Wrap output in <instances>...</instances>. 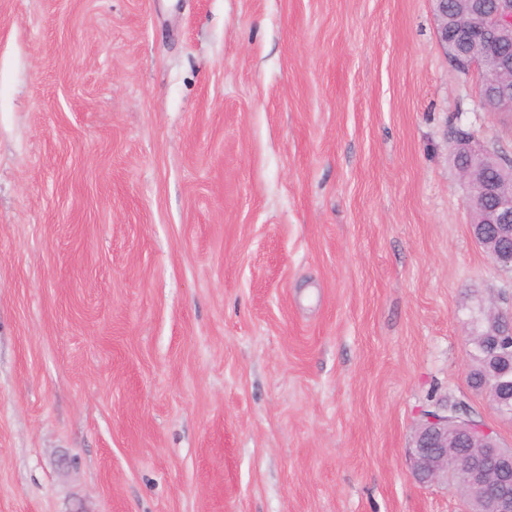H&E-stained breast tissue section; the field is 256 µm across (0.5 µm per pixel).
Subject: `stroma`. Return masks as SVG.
Here are the masks:
<instances>
[{
	"label": "stroma",
	"mask_w": 512,
	"mask_h": 512,
	"mask_svg": "<svg viewBox=\"0 0 512 512\" xmlns=\"http://www.w3.org/2000/svg\"><path fill=\"white\" fill-rule=\"evenodd\" d=\"M460 128L512 157L431 0H0V512H466ZM463 409L447 398L443 411H425L410 447L414 476L422 484L443 481L460 487L469 504L468 512H512V448L503 446L494 432L471 414L452 420L448 433V411ZM474 442L485 448L480 452L467 450ZM449 453L453 471L449 468L448 472ZM473 505L476 510H472Z\"/></svg>",
	"instance_id": "35a3bbf8"
}]
</instances>
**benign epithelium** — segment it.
<instances>
[{
	"label": "benign epithelium",
	"mask_w": 512,
	"mask_h": 512,
	"mask_svg": "<svg viewBox=\"0 0 512 512\" xmlns=\"http://www.w3.org/2000/svg\"><path fill=\"white\" fill-rule=\"evenodd\" d=\"M436 35L457 70L480 78L479 96L493 109L512 97V0H467L466 20L448 24L447 0H434ZM451 153L467 189L466 203L482 213L471 225L476 241L507 272L512 271V159L487 149L473 133L455 134ZM495 159L500 176L484 179L478 165ZM497 319L490 361L512 365V310L485 313ZM411 458L422 484L446 482L460 487L468 512H512V448L503 446L480 419L468 414L448 427V408L427 410L416 429Z\"/></svg>",
	"instance_id": "1"
}]
</instances>
